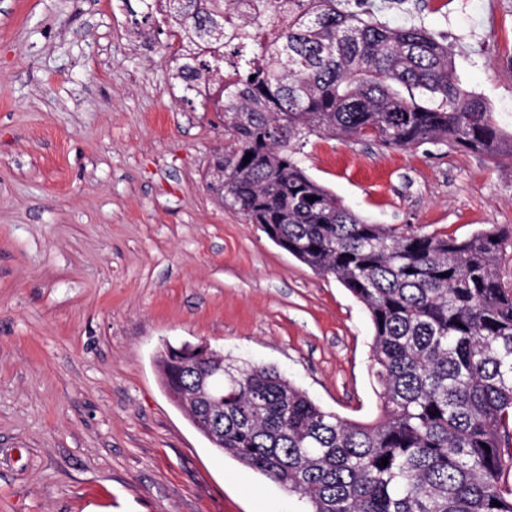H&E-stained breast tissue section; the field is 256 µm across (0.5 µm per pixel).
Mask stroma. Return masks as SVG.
<instances>
[{"instance_id":"stroma-1","label":"stroma","mask_w":512,"mask_h":512,"mask_svg":"<svg viewBox=\"0 0 512 512\" xmlns=\"http://www.w3.org/2000/svg\"><path fill=\"white\" fill-rule=\"evenodd\" d=\"M161 9L0 0V512H302L170 399L165 345L271 365L371 422L372 325L336 280L222 208L214 99H187ZM512 133V0L418 4ZM308 175L377 224L512 232V170L480 153L311 137Z\"/></svg>"}]
</instances>
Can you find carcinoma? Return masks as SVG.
Returning <instances> with one entry per match:
<instances>
[{"label":"carcinoma","instance_id":"cac0c4a2","mask_svg":"<svg viewBox=\"0 0 512 512\" xmlns=\"http://www.w3.org/2000/svg\"><path fill=\"white\" fill-rule=\"evenodd\" d=\"M242 2L167 3L182 36L177 78L221 80L224 57L252 54L222 87L224 181L213 190L363 305L382 413L345 420L275 368L226 359L221 420L200 405L188 410L194 426L298 496L304 512H512V285L498 274L512 236L486 228L459 240L374 224L310 178L300 158L322 133L464 148L512 168V135L422 22L394 26L382 6L360 13L359 0H270L284 19L270 39L257 32L262 12ZM178 350L156 364L183 408L205 364L191 345Z\"/></svg>","mask_w":512,"mask_h":512}]
</instances>
